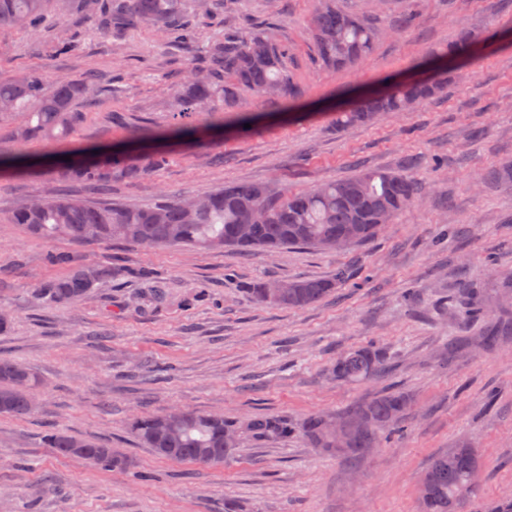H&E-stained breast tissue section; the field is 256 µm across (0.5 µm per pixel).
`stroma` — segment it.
Returning a JSON list of instances; mask_svg holds the SVG:
<instances>
[{"label": "stroma", "mask_w": 512, "mask_h": 512, "mask_svg": "<svg viewBox=\"0 0 512 512\" xmlns=\"http://www.w3.org/2000/svg\"><path fill=\"white\" fill-rule=\"evenodd\" d=\"M339 4L387 30L347 70L317 59L315 0H224L191 20L201 48L258 28L287 47L299 112L240 95L255 119L246 138L236 134V113L187 116L204 137L166 145L167 166L102 191L0 179V307L10 315L0 355L42 382L33 414L0 416V512H224L228 499L250 512H421L431 458L469 443L480 457L472 512H489L512 490V335L489 346L480 340L487 323L512 318V187L482 181L512 163V0ZM463 29L491 39L468 70L449 73L444 93L366 126H336L332 102L391 74L422 76L431 49ZM63 41L75 51L57 54ZM188 58L149 24L108 32L78 8L49 11L34 29L0 27V77L40 66L51 78L99 74L96 101L80 107L71 139L78 147L122 146L176 124L174 93ZM362 168L413 175L427 191L373 240L336 251L45 242L9 221L16 203L33 196L144 206L237 182L300 191ZM71 262L115 275L79 301L45 303L37 284ZM340 269L350 280L304 309L261 305L248 293L258 283L331 279ZM470 288L486 318L467 324L458 306ZM372 343L389 356L384 375L360 384L329 377L339 352ZM391 390L412 400L403 434L353 459L322 455L298 438H246L234 459L201 466L161 459L127 429L133 413L173 407L299 420ZM57 430L106 444L130 464L109 471L56 455L43 438Z\"/></svg>", "instance_id": "1"}]
</instances>
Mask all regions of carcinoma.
<instances>
[{
  "instance_id": "cac0c4a2",
  "label": "carcinoma",
  "mask_w": 512,
  "mask_h": 512,
  "mask_svg": "<svg viewBox=\"0 0 512 512\" xmlns=\"http://www.w3.org/2000/svg\"><path fill=\"white\" fill-rule=\"evenodd\" d=\"M58 12L71 10L73 0H0V26L33 28L46 15L47 5ZM222 0H79L83 11L98 16L103 29L129 21L148 22L163 36L180 45L194 40L192 30L180 23L193 10L210 13ZM318 59L327 67L345 69L366 59L380 32L370 19L345 12L337 0H318L312 17ZM485 39L478 30L458 33L435 48L431 57L451 58L463 66L470 63ZM285 47L267 33L257 31L242 40L227 38L210 45L205 61L194 63L176 92L180 113L222 112L234 104L239 92L272 96L283 101L295 98L285 65ZM446 70L438 69L410 83L386 79L377 93L336 109L339 125H363L378 115L404 112L441 92ZM99 79L89 74L80 80L58 77L47 80L40 68L16 78L0 80V114L22 117V138L51 137L56 129L66 133L81 117L80 103L93 102ZM202 136L194 126L173 128L134 136L139 142L178 141L191 144ZM70 160L65 161L63 157ZM168 162L167 154L106 151L98 154L77 147L58 152L50 149L42 161L31 162L27 154L0 156V175L40 171L49 178L100 189L114 179L137 182ZM422 184L404 173L363 169L354 176L324 182L312 189L276 194L262 183L229 184L188 199L173 198L148 207H117L92 204L81 198H35L12 211L9 222L21 224L42 240L65 238L80 244L121 241L143 248L186 246L203 250L265 249L307 246L333 250L336 238L349 244L370 241L381 226L413 205L422 194ZM240 224L249 225L247 236L237 234ZM112 270L102 266L74 265L62 277L39 287L42 298L52 303H70L84 297ZM346 271L336 280L302 279L288 282L276 300L265 297V285L250 289L261 304L302 309L327 296L346 281ZM388 356L368 346L341 352L331 365L332 375L350 383L366 382L386 371ZM39 379L31 368L11 359H0V415L23 418L32 414L33 392ZM409 399L387 391L356 403L342 412L344 429L329 426L332 414H313L300 423L264 415L242 423L221 415L188 410L173 421L163 413H142L129 424L131 434L158 457L200 465H222L233 458L239 440L231 441V428L239 427L255 441H276L296 435L334 457L355 458L382 440L402 431ZM55 453L84 459L101 469L124 468L128 459L94 441L55 431L47 438ZM478 460L474 449L452 448L434 456L423 476L419 497L422 512H465L476 495Z\"/></svg>"
}]
</instances>
